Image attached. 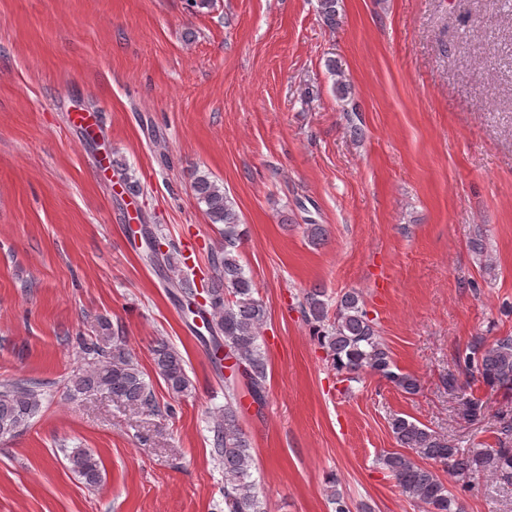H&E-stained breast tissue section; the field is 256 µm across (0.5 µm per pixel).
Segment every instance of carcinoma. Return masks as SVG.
<instances>
[{
	"label": "carcinoma",
	"mask_w": 512,
	"mask_h": 512,
	"mask_svg": "<svg viewBox=\"0 0 512 512\" xmlns=\"http://www.w3.org/2000/svg\"><path fill=\"white\" fill-rule=\"evenodd\" d=\"M319 12L326 26H336L339 0H318ZM194 195L205 205V214L212 224H220L221 247L210 253L212 275L207 278L206 304L192 314L201 318L210 315L206 324L213 331L209 340L215 366L221 361L234 360L230 375L224 377V409L219 412L212 428L213 447L217 458L224 462V503L228 512H265L259 498L256 481L252 480L254 458L249 439L239 419L237 404L238 378L254 399L264 398L268 378V360L259 343L260 328L265 322L267 307L255 296L252 278L241 263L239 245L244 231L234 202L224 188L206 174H195ZM145 243L143 257L159 272L167 287L176 290L191 306L197 292L186 277H172L179 271L177 251L155 248L159 236L155 228L141 225ZM321 289L305 293L301 312L314 328L319 345L326 350L330 364L351 382L368 372L385 380L406 394L418 390L417 379L396 367L390 350L378 335L375 324L368 318L361 297L354 291L345 292L336 300L335 309L324 300ZM96 336L83 341V353L90 358L89 369L74 376L69 396L80 399L100 395L116 403L139 408L155 405L153 392L145 382L143 372L125 347L122 337L112 329V322L101 317ZM156 374L164 381L172 396L179 398L191 391L192 382L185 369L182 355L168 342L158 341L152 349ZM465 382L454 374L448 375V392L458 395L463 415L471 420L484 416L482 401L467 394L470 382L512 391V336H503L489 344L476 338L465 357ZM42 407V394L35 382H14L0 387V438L24 428ZM391 430L401 447L410 453L385 452L377 463L387 470L401 492L419 500L426 512H464L459 497L442 481L435 466L470 481L491 476L512 484V421H503L495 431L494 442H482L475 448L463 449L432 428L397 416L391 420ZM71 469L89 487L102 482L101 462L86 448H74L67 453ZM433 462L428 467L420 464Z\"/></svg>",
	"instance_id": "1"
}]
</instances>
